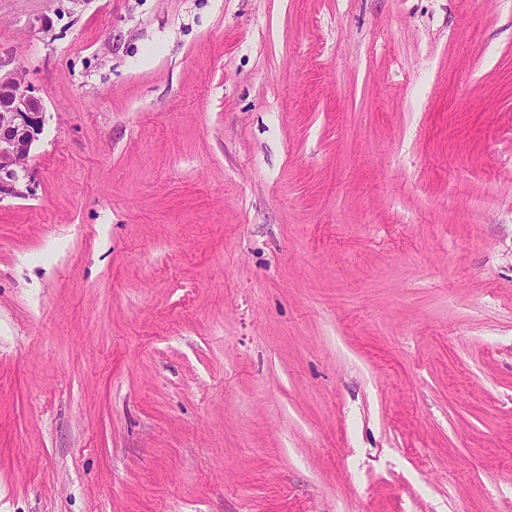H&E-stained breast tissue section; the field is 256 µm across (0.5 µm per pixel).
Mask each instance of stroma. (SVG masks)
<instances>
[{"label": "stroma", "instance_id": "35a3bbf8", "mask_svg": "<svg viewBox=\"0 0 512 512\" xmlns=\"http://www.w3.org/2000/svg\"><path fill=\"white\" fill-rule=\"evenodd\" d=\"M0 512H512V0H0ZM42 100L22 71L0 75V194L20 195L25 161L44 125Z\"/></svg>", "mask_w": 512, "mask_h": 512}]
</instances>
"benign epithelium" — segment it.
Listing matches in <instances>:
<instances>
[{
  "instance_id": "1",
  "label": "benign epithelium",
  "mask_w": 512,
  "mask_h": 512,
  "mask_svg": "<svg viewBox=\"0 0 512 512\" xmlns=\"http://www.w3.org/2000/svg\"><path fill=\"white\" fill-rule=\"evenodd\" d=\"M42 100L21 71L0 75V194L19 195L25 161L44 125Z\"/></svg>"
}]
</instances>
